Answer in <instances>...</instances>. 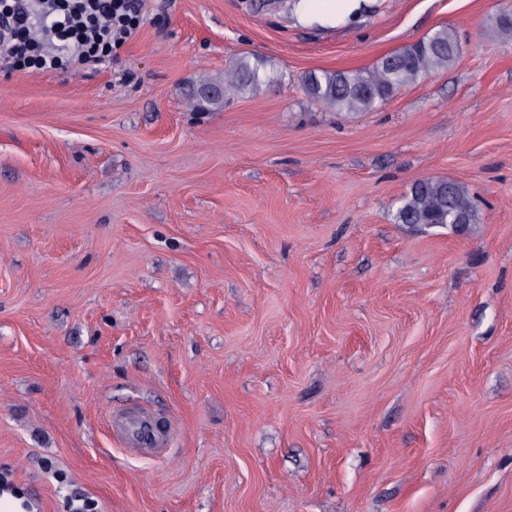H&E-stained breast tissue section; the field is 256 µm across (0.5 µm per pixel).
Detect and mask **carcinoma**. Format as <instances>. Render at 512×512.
<instances>
[{
    "label": "carcinoma",
    "instance_id": "1",
    "mask_svg": "<svg viewBox=\"0 0 512 512\" xmlns=\"http://www.w3.org/2000/svg\"><path fill=\"white\" fill-rule=\"evenodd\" d=\"M498 35L512 42V12L496 21ZM459 51L455 31L440 27L421 40L392 52L360 70H320L303 81L306 95L337 112H371L405 87L448 68ZM278 80L270 61L241 56L224 67V80L204 81L193 92L199 104L218 106L223 99L245 94ZM397 224L452 225L478 222V210L467 188L454 180L430 178L414 183L399 199L393 214Z\"/></svg>",
    "mask_w": 512,
    "mask_h": 512
}]
</instances>
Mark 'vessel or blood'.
I'll return each instance as SVG.
<instances>
[{"label":"vessel or blood","instance_id":"vessel-or-blood-1","mask_svg":"<svg viewBox=\"0 0 512 512\" xmlns=\"http://www.w3.org/2000/svg\"><path fill=\"white\" fill-rule=\"evenodd\" d=\"M111 426L130 451L156 459L167 456L175 436L172 422L145 406L113 414Z\"/></svg>","mask_w":512,"mask_h":512}]
</instances>
